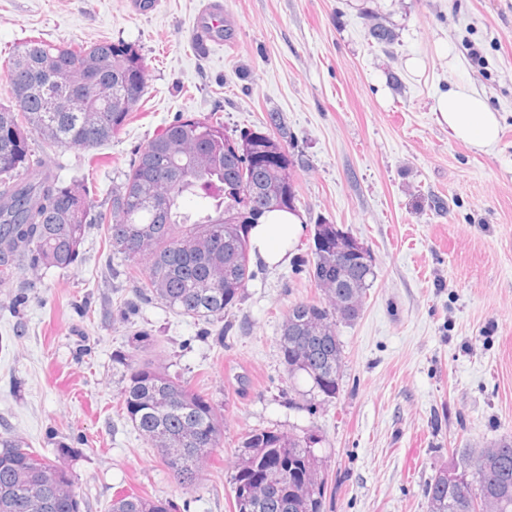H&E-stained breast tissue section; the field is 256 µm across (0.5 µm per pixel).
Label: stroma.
Listing matches in <instances>:
<instances>
[{
	"mask_svg": "<svg viewBox=\"0 0 512 512\" xmlns=\"http://www.w3.org/2000/svg\"><path fill=\"white\" fill-rule=\"evenodd\" d=\"M203 0H0V51L24 38L135 45L147 93L100 147L35 143L59 184L94 175L102 193L140 146L179 116L218 113L227 130L281 117L299 212L370 248L375 278L358 317L339 323L335 399L288 376L278 338L292 303L321 299L309 231L281 266L252 263L229 331L143 299L106 227L79 262L24 270L0 285V432L61 459L84 512L137 493L178 512H231L230 477L254 429L315 434L327 512H426L422 489L453 451L512 437V0H224L234 39L198 49ZM395 40L377 44L374 24ZM424 62L410 73L411 57ZM468 81L501 118L486 150L455 140L434 113ZM153 344H135L139 334ZM155 360L209 395L224 445L182 491L117 402L112 356Z\"/></svg>",
	"mask_w": 512,
	"mask_h": 512,
	"instance_id": "1",
	"label": "stroma"
}]
</instances>
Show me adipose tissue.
Instances as JSON below:
<instances>
[{
	"instance_id": "adipose-tissue-1",
	"label": "adipose tissue",
	"mask_w": 512,
	"mask_h": 512,
	"mask_svg": "<svg viewBox=\"0 0 512 512\" xmlns=\"http://www.w3.org/2000/svg\"><path fill=\"white\" fill-rule=\"evenodd\" d=\"M435 114L449 134L477 148L497 144L500 125L496 112L485 97L470 83L457 81L436 101ZM306 233L301 215L273 211L261 217L249 229L253 257L269 265L286 263Z\"/></svg>"
}]
</instances>
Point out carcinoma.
Here are the masks:
<instances>
[{
    "mask_svg": "<svg viewBox=\"0 0 512 512\" xmlns=\"http://www.w3.org/2000/svg\"><path fill=\"white\" fill-rule=\"evenodd\" d=\"M7 76L30 86L26 107L0 105V285L21 268H67L78 262L91 224L107 225L112 255L138 280L139 293L206 323L224 319L254 277L249 227L271 208L297 210L294 164L276 137V112L263 128L232 134L215 113L179 117L139 149L110 197L98 199L96 184L83 179L60 187L35 157L34 140L57 149L93 148L112 139L130 121L146 94L145 66L134 45H90L28 37L0 62ZM84 87L71 103L61 86ZM137 83L141 96L124 99ZM33 179L14 183L22 170ZM207 203L191 216L180 199ZM335 224H316L312 276L326 302L299 301L285 315L278 339L288 377L306 375L324 399L340 391L342 344L336 334V294L354 290L363 298L374 267L336 266ZM125 385L120 410L156 448L174 481L199 486L213 450L222 446L224 415L210 397L171 377L151 361L117 354ZM320 439L255 429L241 442L231 476L233 512H324L326 485L314 447ZM448 473L472 486L461 495L442 479ZM427 512H512V440L472 448L441 469L423 489ZM32 497L29 512H82L84 499L72 473L26 442L0 434V512H17L16 501ZM109 512H176L168 500L136 494L112 499Z\"/></svg>",
    "mask_w": 512,
    "mask_h": 512,
    "instance_id": "cac0c4a2",
    "label": "carcinoma"
}]
</instances>
